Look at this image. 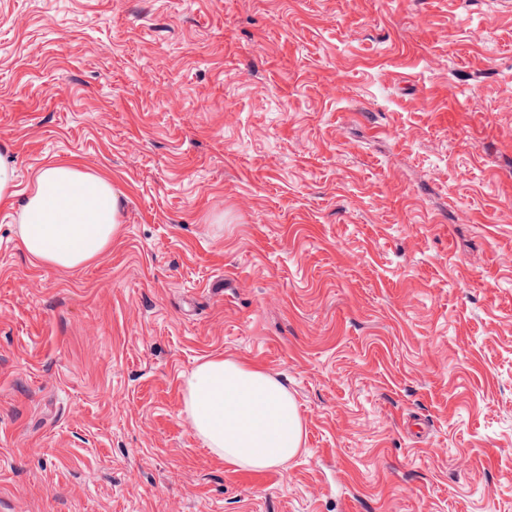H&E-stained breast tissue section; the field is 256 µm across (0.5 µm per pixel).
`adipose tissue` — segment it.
<instances>
[{"label": "adipose tissue", "mask_w": 512, "mask_h": 512, "mask_svg": "<svg viewBox=\"0 0 512 512\" xmlns=\"http://www.w3.org/2000/svg\"><path fill=\"white\" fill-rule=\"evenodd\" d=\"M0 212L15 215L17 246L34 262L76 269L109 250L123 230L119 195L108 173L79 159L47 160L26 191L0 160ZM182 416L208 450L238 470L287 467L301 450L303 423L287 386L261 365L221 356L185 376Z\"/></svg>", "instance_id": "adipose-tissue-1"}]
</instances>
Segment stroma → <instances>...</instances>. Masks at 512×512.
Listing matches in <instances>:
<instances>
[{"mask_svg":"<svg viewBox=\"0 0 512 512\" xmlns=\"http://www.w3.org/2000/svg\"><path fill=\"white\" fill-rule=\"evenodd\" d=\"M123 233L0 212V512H512V0H0V148ZM253 358L304 424L240 471L180 414ZM0 212L16 216L17 247L46 266L82 267L112 248L123 230L111 176L84 170L78 158L47 160L21 192L14 166L0 157Z\"/></svg>","mask_w":512,"mask_h":512,"instance_id":"obj_1","label":"stroma"}]
</instances>
